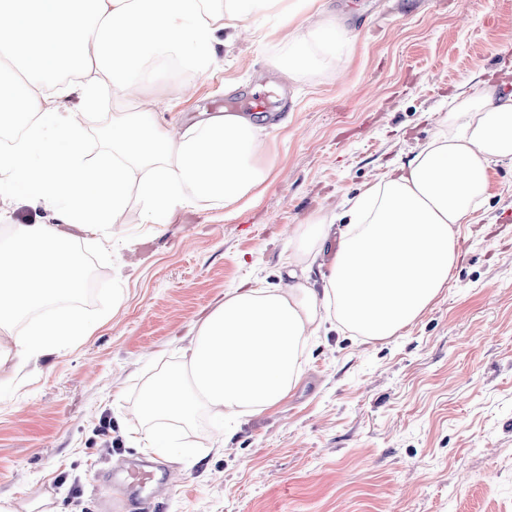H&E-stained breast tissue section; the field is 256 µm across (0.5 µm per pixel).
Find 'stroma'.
<instances>
[{
    "label": "stroma",
    "mask_w": 512,
    "mask_h": 512,
    "mask_svg": "<svg viewBox=\"0 0 512 512\" xmlns=\"http://www.w3.org/2000/svg\"><path fill=\"white\" fill-rule=\"evenodd\" d=\"M347 31L344 81L320 65L283 81L250 36L217 49L205 75L159 65L142 101L183 124L228 96L268 94L261 121L277 173L258 201L229 214L199 200L162 232L138 204L122 221L132 245L111 260L81 249L94 273L83 307L98 319L81 346L43 361L0 394V497H49L56 512H512V168L459 232L460 262L442 295L398 335L330 332L312 345L296 388L276 409L244 417L220 444L206 417L174 426L194 456L145 466L134 407L147 370L175 367L179 340L226 291L280 283L305 224L425 142L449 100L484 82L512 91V0H324ZM121 286L124 299L114 303ZM110 422L119 451L106 453Z\"/></svg>",
    "instance_id": "obj_1"
}]
</instances>
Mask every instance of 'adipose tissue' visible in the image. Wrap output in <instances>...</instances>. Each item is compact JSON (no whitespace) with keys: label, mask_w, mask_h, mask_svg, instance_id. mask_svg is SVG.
I'll return each mask as SVG.
<instances>
[{"label":"adipose tissue","mask_w":512,"mask_h":512,"mask_svg":"<svg viewBox=\"0 0 512 512\" xmlns=\"http://www.w3.org/2000/svg\"><path fill=\"white\" fill-rule=\"evenodd\" d=\"M270 19L294 26L287 54L272 61L283 78L300 80L334 58L342 33L322 0H0V131L21 132L0 150V195L28 190L55 218L0 232V389L95 327L77 305L84 260L66 227L96 237L108 255L128 239L118 222L131 199L159 232L193 199L234 210L269 186L273 166L252 117L179 126L138 103L137 75L159 57L204 73L218 44ZM68 69L75 80H62ZM48 80L72 108L48 106ZM108 97L136 108L113 114L111 146L93 156L86 126ZM497 164L512 165V93L487 83L452 98L435 134L339 212L289 225L290 284L225 292L186 336L179 367L144 384L145 454L173 458L185 442L171 424L201 415L229 442L239 419L287 398L311 337L384 339L413 324L447 288L459 228L486 202Z\"/></svg>","instance_id":"ef3b65f1"}]
</instances>
